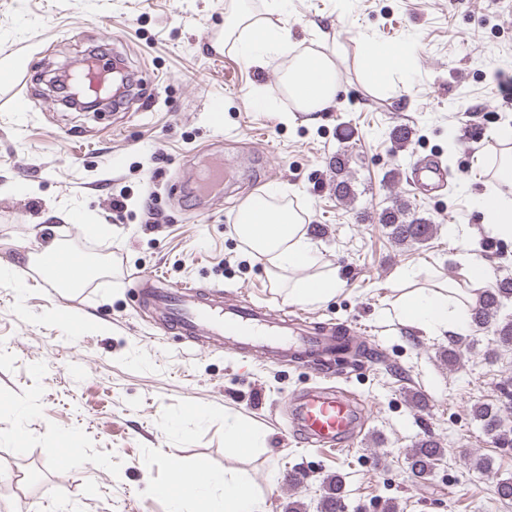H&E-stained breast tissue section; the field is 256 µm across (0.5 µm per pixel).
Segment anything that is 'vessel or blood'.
Masks as SVG:
<instances>
[{
	"label": "vessel or blood",
	"instance_id": "b4317fda",
	"mask_svg": "<svg viewBox=\"0 0 512 512\" xmlns=\"http://www.w3.org/2000/svg\"><path fill=\"white\" fill-rule=\"evenodd\" d=\"M109 71L102 57H90L79 75L88 96L107 94ZM230 175V170L223 165L211 166L205 178L196 186V195H208ZM39 264L53 272L54 284L80 286L86 280L80 261L73 260L62 265L44 254ZM143 297L161 311L168 330L179 336H208L217 343H228L235 351L268 359L309 353L323 354L329 362L334 359L336 331L332 328L317 326L304 331L276 318L267 307L248 302L210 300L178 283L168 282L161 288L145 289ZM291 403L293 411L288 427L308 443L347 444L357 437L361 429L362 412L349 398L332 389L315 388L296 392L291 397Z\"/></svg>",
	"mask_w": 512,
	"mask_h": 512
}]
</instances>
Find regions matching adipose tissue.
I'll return each instance as SVG.
<instances>
[{"label":"adipose tissue","mask_w":512,"mask_h":512,"mask_svg":"<svg viewBox=\"0 0 512 512\" xmlns=\"http://www.w3.org/2000/svg\"><path fill=\"white\" fill-rule=\"evenodd\" d=\"M225 36L233 37L236 49L247 61L264 65L268 58L287 53L288 31L267 19H255L238 13L224 22ZM363 52L371 76L381 80L396 67L405 65L410 50L404 45H385L365 40ZM282 84L294 103L292 111L282 119L293 122L303 118L313 123L321 112L332 108L341 91L334 60L314 53L297 57L282 76ZM287 193L278 185L264 187L249 197L238 209L232 229L251 253L265 262L268 272L293 273L313 267L317 248L304 219L286 202ZM476 205L484 213L491 234L512 237V197L495 190L477 197ZM343 283L336 274L313 275L292 281L285 293L288 303L319 307L341 292ZM473 296L458 297L444 288H417L402 296L397 313L409 325L425 330L460 336L470 327ZM223 486L222 512H262L258 498L250 486L232 477L207 475L189 484L176 483L174 498L201 499L209 486Z\"/></svg>","instance_id":"obj_1"}]
</instances>
